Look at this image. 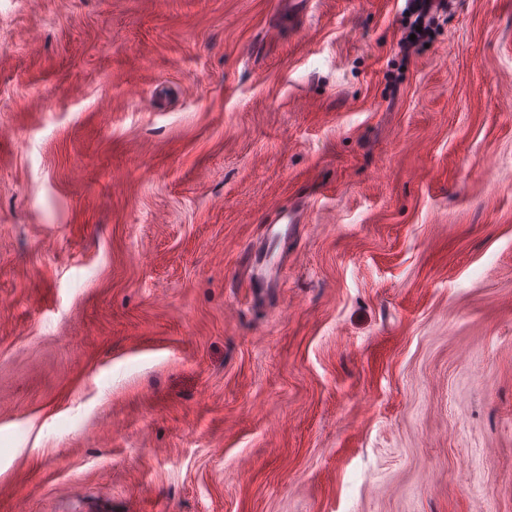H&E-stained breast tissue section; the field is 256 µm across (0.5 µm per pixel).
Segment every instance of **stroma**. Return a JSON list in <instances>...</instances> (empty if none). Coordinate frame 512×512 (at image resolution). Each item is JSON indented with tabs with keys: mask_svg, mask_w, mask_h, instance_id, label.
I'll list each match as a JSON object with an SVG mask.
<instances>
[{
	"mask_svg": "<svg viewBox=\"0 0 512 512\" xmlns=\"http://www.w3.org/2000/svg\"><path fill=\"white\" fill-rule=\"evenodd\" d=\"M404 7L0 0V512H512V0ZM258 250L245 249L241 255L240 264L247 272V288H250L252 297L261 296L264 288H268L269 280L255 272L257 266Z\"/></svg>",
	"mask_w": 512,
	"mask_h": 512,
	"instance_id": "stroma-1",
	"label": "stroma"
}]
</instances>
